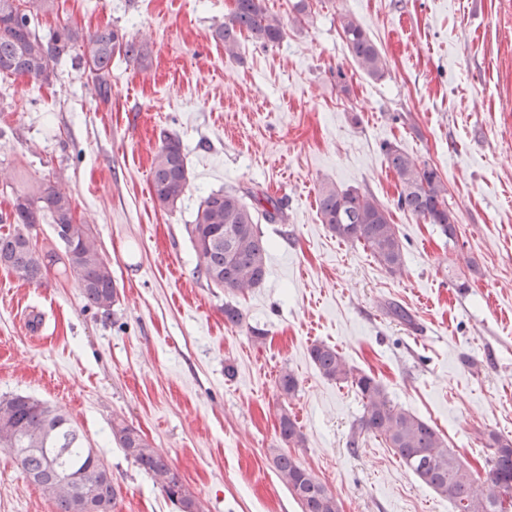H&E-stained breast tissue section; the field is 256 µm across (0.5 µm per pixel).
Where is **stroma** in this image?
Here are the masks:
<instances>
[{"label":"stroma","mask_w":512,"mask_h":512,"mask_svg":"<svg viewBox=\"0 0 512 512\" xmlns=\"http://www.w3.org/2000/svg\"><path fill=\"white\" fill-rule=\"evenodd\" d=\"M56 3L40 32L116 26L149 57L113 60L105 101L67 61L49 86L8 78L0 215L12 207L9 170L28 185L62 179L118 297L105 313L73 280L53 272L29 284L1 266L0 396L66 412L118 486L116 512H177L119 447L116 421L167 457L203 512H301L270 457L284 412L305 438L293 456L341 512H454L362 429L355 390L309 356L323 342L430 423L487 486L488 433L512 439V0H310L306 24L272 47L242 40L238 62L214 37L233 0ZM345 10L380 48L382 79L356 70L337 20ZM164 132L180 139L190 173L169 208L151 188ZM386 143L437 169L455 239L397 207ZM324 184L388 210L403 274L322 224ZM222 188L283 201L282 221L259 224L268 274L234 298L239 326L224 319L229 294L197 278L188 230L201 198ZM285 370L298 381L289 399L277 389ZM0 512H56L1 448Z\"/></svg>","instance_id":"1"}]
</instances>
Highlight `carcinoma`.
Returning <instances> with one entry per match:
<instances>
[{
	"instance_id": "1",
	"label": "carcinoma",
	"mask_w": 512,
	"mask_h": 512,
	"mask_svg": "<svg viewBox=\"0 0 512 512\" xmlns=\"http://www.w3.org/2000/svg\"><path fill=\"white\" fill-rule=\"evenodd\" d=\"M234 8L215 31L224 43L226 56L241 60L238 48L247 37L264 46L279 43L285 35L282 19L271 12L266 0H233ZM54 0H0V75L23 76L41 84L56 78L55 64L65 57L91 69L89 76L99 97L108 100L112 91V59L140 63L146 46L117 27L98 29L84 37L63 26L44 35L39 18L52 10ZM291 23L302 26L311 14L309 0H294ZM341 35L357 68L379 80L386 61L380 49L351 14L339 16ZM389 167L401 183L397 207L441 234L457 235L456 218L449 208L448 188L437 170L397 146L385 144ZM189 172L180 141L164 136L154 156L151 185L155 200L172 207L184 194ZM253 200L252 205L244 197ZM321 222L336 235L359 244L390 274L402 273L403 246L387 209L372 195L341 190L326 184L318 191ZM283 203L268 194L234 189L211 191L200 201L190 238L197 257L195 272L207 284L236 295L260 286L267 275L268 242L258 228L256 212L273 221ZM8 235H0V266L29 283L47 278L52 263L64 277L74 278L87 305L105 312L116 302L117 289L109 263L101 255L86 224L78 225L72 239L60 235L62 255L48 261L49 253L27 241L38 224H69L72 200L59 180L14 192ZM310 357L322 376L336 382L352 381L361 398L362 428L383 439L402 462L426 486L448 498L455 512H509L512 509V440L489 433L486 447L490 490L474 488L475 478L445 444L437 430L415 414L391 404L383 386L370 375H353L344 358L331 345L317 343ZM280 395L292 396L298 387L295 376L285 371L277 382ZM126 456L149 475L178 512H201L200 503L173 472L167 459L129 425L112 426ZM282 443L299 448L303 433L284 412L279 418ZM0 447L13 453L26 479L56 505V512H82L91 503L99 512H111L118 500L112 475L93 449L85 446L75 423L58 408L28 395L0 399ZM279 477L298 500L301 512H340L326 486L296 458L280 448L271 449Z\"/></svg>"
}]
</instances>
